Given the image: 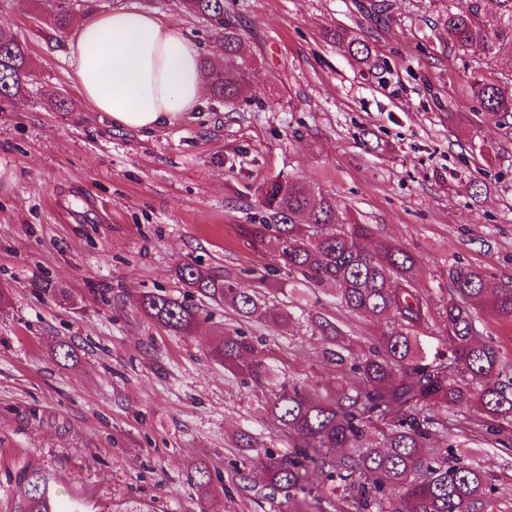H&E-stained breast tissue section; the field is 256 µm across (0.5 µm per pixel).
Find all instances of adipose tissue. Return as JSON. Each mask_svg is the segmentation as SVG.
Segmentation results:
<instances>
[{"mask_svg":"<svg viewBox=\"0 0 512 512\" xmlns=\"http://www.w3.org/2000/svg\"><path fill=\"white\" fill-rule=\"evenodd\" d=\"M68 64L84 99L122 129L173 125L206 93L195 44L134 7L78 19Z\"/></svg>","mask_w":512,"mask_h":512,"instance_id":"obj_1","label":"adipose tissue"}]
</instances>
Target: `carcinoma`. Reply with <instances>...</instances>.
Returning a JSON list of instances; mask_svg holds the SVG:
<instances>
[{
    "instance_id": "carcinoma-1",
    "label": "carcinoma",
    "mask_w": 512,
    "mask_h": 512,
    "mask_svg": "<svg viewBox=\"0 0 512 512\" xmlns=\"http://www.w3.org/2000/svg\"><path fill=\"white\" fill-rule=\"evenodd\" d=\"M182 9L205 18L224 56L236 53L241 33L224 14V0H180ZM501 12L482 13L480 0H460L448 8L444 25L448 40L466 52L479 48L488 54L512 53V0H499ZM70 3L60 0L45 24L63 31ZM350 54L366 61L368 45L336 32ZM29 49L13 32L0 29V99L25 91ZM203 74L213 93L241 98L252 86L247 65L228 79L203 62ZM471 95L487 112L512 114V94L502 86L474 81ZM265 216L258 224L239 225L240 235L256 250L275 249L276 266L288 272V282L325 287L352 316L389 319L387 330L367 350L354 355L347 332L329 318L311 317L314 329L327 341L325 355L336 365V390L314 395L298 379L273 366L263 337L218 336L211 342L214 356L241 376L246 388L269 392L263 409L271 424L288 433L289 450L276 453L248 431L237 433L241 459L232 462L240 480L252 481L253 462L261 464L263 484L255 485L259 499L291 495L304 482L319 491L320 512L336 510L342 492L347 512H495L498 487L480 469L458 457L454 445L432 457L424 448L437 436H448V410L470 401L496 421L491 435L512 428V377L503 376L501 357L477 336L476 312L486 311L512 321V285L490 289L482 273L470 266L452 265L448 278L452 296L436 307L417 284L416 256L376 236L370 224H346L336 198L314 194L299 180L274 179L263 184L260 196ZM175 275L189 291L213 302L232 306L238 318L279 330L294 321L291 310L269 304L266 292L241 288L230 273L212 274L196 264L181 263ZM146 317L175 334H186L198 320V308L165 294L149 291L136 301ZM443 326L448 355L433 351L422 336L433 320ZM353 376L356 386L342 380ZM332 448L336 455H320ZM190 488L204 492L211 483L207 466L188 474ZM21 512H97L83 499L58 501L50 478L27 468L20 477Z\"/></svg>"
}]
</instances>
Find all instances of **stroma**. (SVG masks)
I'll use <instances>...</instances> for the list:
<instances>
[{
	"label": "stroma",
	"mask_w": 512,
	"mask_h": 512,
	"mask_svg": "<svg viewBox=\"0 0 512 512\" xmlns=\"http://www.w3.org/2000/svg\"><path fill=\"white\" fill-rule=\"evenodd\" d=\"M371 0H224L242 33L239 59L260 81L233 102L206 96L174 125L112 127L77 90L68 67L74 29L42 20L40 0H0V28L24 41L31 76L23 96L0 99V512H15L18 479L32 466L60 498L118 512H317L312 496L256 502L230 466L239 430L287 451L264 395L242 387L211 354L223 334L266 335L280 368L307 386L336 384L324 340L307 317L348 322L365 349L384 323L347 318L320 289L294 295L297 321L260 332L231 306L196 299L194 331L175 335L134 300L154 291L182 299L176 265L228 272L240 286L287 282L270 250L239 236L259 223L258 189L280 178L335 196L421 262L420 286L448 297V268L481 270L489 287L512 282V116L483 111L474 76L512 91V55L448 48V0H391L378 23ZM136 6L175 22L201 58L220 47L206 19L178 0H74L72 18ZM367 43L368 61L326 34ZM67 101L60 111L58 101ZM60 292L43 293L36 281ZM72 346L69 359L60 345ZM476 403L448 414V439L491 476L512 512V447L485 440ZM206 464V498L186 473Z\"/></svg>",
	"instance_id": "stroma-1"
}]
</instances>
